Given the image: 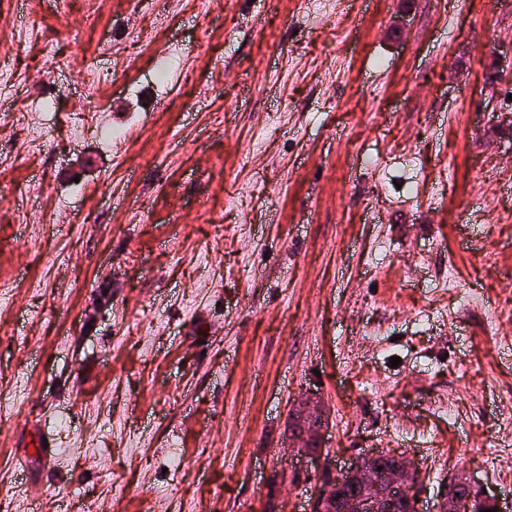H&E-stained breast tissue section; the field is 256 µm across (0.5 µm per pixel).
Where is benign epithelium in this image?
Returning <instances> with one entry per match:
<instances>
[{"label":"benign epithelium","instance_id":"7a95c632","mask_svg":"<svg viewBox=\"0 0 512 512\" xmlns=\"http://www.w3.org/2000/svg\"><path fill=\"white\" fill-rule=\"evenodd\" d=\"M303 421L302 443L309 448L320 445L321 431L325 426L324 411L317 401L307 400L300 412ZM390 456L396 459V464L389 470H378L373 461ZM345 476L355 480L362 488V495L345 505L346 512H389L392 498L384 493V487L399 493H408L411 498H417L413 490L420 483V472L412 467L403 456L388 450L374 448L364 454L357 463L346 471ZM336 478L330 474L324 476L317 492L310 503L309 512H330L333 502V491ZM468 491L466 497L457 496L459 488ZM477 502L480 508L498 510L494 499L482 495L474 489L470 479L465 476H453L441 495L438 512H471L472 502Z\"/></svg>","mask_w":512,"mask_h":512}]
</instances>
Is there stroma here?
<instances>
[{
    "instance_id": "obj_1",
    "label": "stroma",
    "mask_w": 512,
    "mask_h": 512,
    "mask_svg": "<svg viewBox=\"0 0 512 512\" xmlns=\"http://www.w3.org/2000/svg\"><path fill=\"white\" fill-rule=\"evenodd\" d=\"M511 61L512 0H0V512H306L373 448L512 512ZM303 421L301 436L304 448L320 447L321 431L325 426L324 411L318 401L307 400L300 412Z\"/></svg>"
}]
</instances>
